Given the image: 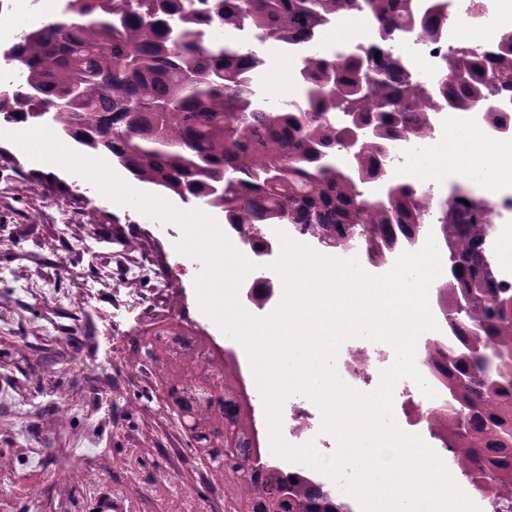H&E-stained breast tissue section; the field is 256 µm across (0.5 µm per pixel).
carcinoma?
I'll return each instance as SVG.
<instances>
[{
  "label": "carcinoma",
  "mask_w": 512,
  "mask_h": 512,
  "mask_svg": "<svg viewBox=\"0 0 512 512\" xmlns=\"http://www.w3.org/2000/svg\"><path fill=\"white\" fill-rule=\"evenodd\" d=\"M68 0L65 16L23 30L7 54L17 82L0 86V120L46 115L63 136L112 161L136 180L224 212L226 224H297L329 249L359 244L372 263L378 243L426 223L431 205L416 187L391 184L372 196L378 157L395 141L428 136L436 98L466 108L496 85L512 88V36L493 69L462 52L433 83H408L401 64L381 62L402 28L431 36L445 19L415 0ZM369 17L377 51L332 57L322 32L339 15ZM249 26L284 44L303 42L295 75L306 101L261 109L254 88L263 59L221 35ZM343 114L338 122L334 115ZM458 199L441 205L438 232L448 280L437 302L448 312L445 404L428 413L453 464L473 486L512 501V470L481 471L484 448L512 451V289L491 288L480 242L490 221L455 223ZM464 311H459L460 305ZM134 338L129 354L143 380L160 379L188 446L208 457L224 484V512H345L306 475L267 462L254 474L253 420L237 404V377L214 375L190 352Z\"/></svg>",
  "instance_id": "carcinoma-1"
}]
</instances>
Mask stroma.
Returning <instances> with one entry per match:
<instances>
[{
  "instance_id": "stroma-1",
  "label": "stroma",
  "mask_w": 512,
  "mask_h": 512,
  "mask_svg": "<svg viewBox=\"0 0 512 512\" xmlns=\"http://www.w3.org/2000/svg\"><path fill=\"white\" fill-rule=\"evenodd\" d=\"M29 16L0 13V84L16 79V68L3 53L20 27L41 19L38 0ZM264 64L254 81L261 97H294L300 92L294 67H281L279 52L263 51ZM446 145L414 146L407 155L409 178L445 179L452 175ZM0 391L33 396L34 407L20 413L0 401V451L16 457V469L0 474V512H98L96 501L112 485H120L139 512H209L210 495L188 466H174L168 479L157 478L173 434L165 403L156 398L136 402L142 387L127 381L128 340L112 343L110 357L101 359L100 378L81 368L82 344H57L53 327L61 319L76 325L81 336L103 335L112 324V291L100 287L96 269L118 263L150 266L157 259L171 265L177 285L202 328L222 347L246 360L243 347L229 339L200 309L194 281L200 260L175 249L179 226L158 223L132 207L119 206L82 176L20 155L11 141H0ZM45 293L35 299L33 281ZM94 294L91 309L71 312L67 297L80 291ZM45 381L77 401L111 392L112 415L98 432L107 448L104 470L108 481L98 491L62 492L60 469L77 462L87 448L88 423L79 416L57 427V404L45 393H31L33 382ZM183 497H176V490Z\"/></svg>"
}]
</instances>
